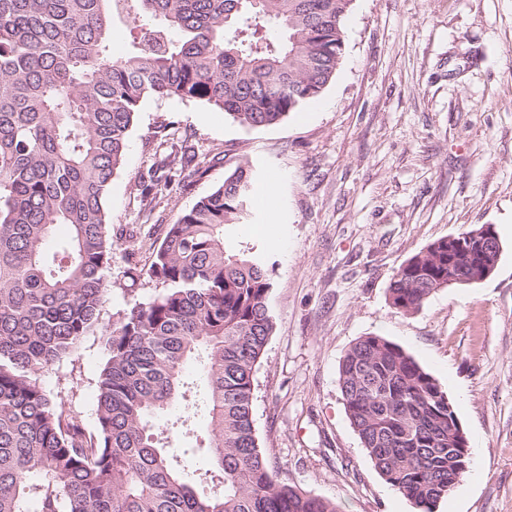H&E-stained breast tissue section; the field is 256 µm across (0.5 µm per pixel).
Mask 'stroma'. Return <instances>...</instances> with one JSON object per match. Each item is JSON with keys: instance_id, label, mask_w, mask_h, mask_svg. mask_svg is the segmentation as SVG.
Listing matches in <instances>:
<instances>
[{"instance_id": "35a3bbf8", "label": "stroma", "mask_w": 512, "mask_h": 512, "mask_svg": "<svg viewBox=\"0 0 512 512\" xmlns=\"http://www.w3.org/2000/svg\"><path fill=\"white\" fill-rule=\"evenodd\" d=\"M344 32L334 80L278 125L245 128L204 104L145 101L106 200V311L158 295L151 283L124 292L125 271L148 267L165 226L249 164L256 187L276 184L279 212L257 208L224 240L232 253L264 247L274 266L275 331L253 403L273 475L339 512H414L362 447L339 385L350 346L378 335L437 380L467 433L469 471L437 512H512V0H353ZM184 145L210 159L204 178L161 169ZM474 224L499 238L495 273L439 289L415 314L392 308L394 271ZM104 362L90 337L40 378L90 429Z\"/></svg>"}]
</instances>
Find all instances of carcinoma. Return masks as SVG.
<instances>
[{"label":"carcinoma","instance_id":"cac0c4a2","mask_svg":"<svg viewBox=\"0 0 512 512\" xmlns=\"http://www.w3.org/2000/svg\"><path fill=\"white\" fill-rule=\"evenodd\" d=\"M134 28L114 55L121 2ZM352 0H0V512H338L271 474L254 426V372L274 321L263 250L229 254L224 230L250 216L239 166L166 226L150 266L161 288L103 321L112 224L105 200L148 99L200 102L240 125H276L319 98L343 56ZM163 167L204 175L183 152ZM69 235L54 241L58 226ZM478 224L440 238L392 276L390 304L420 310L474 269ZM96 334L97 428L39 382ZM201 360L200 386L186 374ZM345 407L383 479L434 512L466 472L449 457L448 394L398 344L364 336L339 367ZM183 403L180 426L161 421ZM206 452L178 455L198 406Z\"/></svg>","mask_w":512,"mask_h":512}]
</instances>
